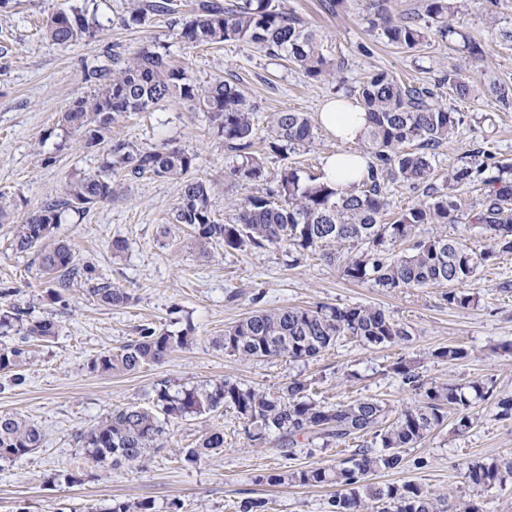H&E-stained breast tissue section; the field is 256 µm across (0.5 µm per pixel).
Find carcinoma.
<instances>
[{"mask_svg":"<svg viewBox=\"0 0 512 512\" xmlns=\"http://www.w3.org/2000/svg\"><path fill=\"white\" fill-rule=\"evenodd\" d=\"M468 0H426L425 15L437 23L441 39L461 47L472 56L483 54L480 43L448 22L467 9ZM381 32L388 43L412 49L427 37L428 26L420 15L397 19L376 3ZM156 16L170 17L181 42L189 47L243 42L268 56L284 57L309 79L320 81L335 75V66L322 50L321 32L306 26L300 18L274 4V0H130L129 21L147 25ZM97 17L70 7L49 15L45 37L55 45L68 47L92 38L100 29ZM85 79L94 84L92 94L74 98L61 114V125L80 136L83 148L96 149L112 132V125L130 112H148L171 99L207 113L217 124L224 149L237 158L227 177L240 188L266 180L264 162L252 151L254 122L245 97L237 85L216 79L206 85L191 81L185 70L171 60L169 47L145 44L114 68L97 63L85 68ZM440 85L457 98L472 89L456 71L441 78ZM495 102L504 110L512 108V87L492 83ZM360 105L367 112L364 142L373 161L370 175L361 185L341 194L336 187L317 178L302 180L288 166L276 175L275 187L248 196L224 222L212 216L214 185L191 176L196 155L178 147H136L116 144L102 157L98 170L79 175L65 183L61 195L46 199L13 229L12 246L19 252L39 249L40 266L60 288L82 281L89 292L106 306H120L131 299L124 289L112 285L104 275H92L77 263L70 244L64 240L48 243L62 223L66 210L84 213L112 200L116 190L112 177L146 174L168 178L179 184L172 223L187 224L195 232V245L208 254L213 244L239 250L250 246L266 248L285 243L293 260L323 243L351 244L359 252L343 266V276L354 281L369 280L381 288H422L448 285L446 300L457 308L475 305L474 297L458 286L471 282L481 267L495 257L512 252V164L493 163L495 174L485 175L484 153L472 150L448 170V191L433 192L428 199L385 224L384 187L398 181L416 188L431 179V152L448 142L463 123L460 113L439 101L431 89L405 84L385 71L372 74L358 89ZM312 119L304 112H274L267 121L268 147L286 153L313 138ZM482 180L488 191L472 213L463 211L455 191ZM479 226L492 247L476 251L466 243L446 236L418 240L421 224H459L461 219ZM411 243L399 256L386 255V243ZM25 330L29 341H49L57 324L49 319L33 320L30 312L14 306L0 315V329L15 324ZM351 336L367 347L400 344L409 340L408 330L379 308L371 306L285 307L256 311L224 330L215 344L245 360L286 358L308 361ZM184 332L174 334L151 327L139 329L138 336L116 353H101L91 368L101 373L133 372L145 365L159 364L172 352L193 343ZM441 362L467 357L459 346L441 347L433 352ZM27 351L19 346H0V373L11 374L18 384ZM419 401L388 419V410L377 399L324 405L312 397V383L292 378L277 392L266 393L231 381L211 389L194 387L175 394L161 388L156 408L129 405L89 431L76 434L87 459L100 465L120 467L142 461L161 449L165 426L188 416H198L222 407L233 409L248 440L262 445L275 434L279 450L293 454L299 438H317L338 447H358L341 461L327 466L298 469L286 474L260 476L257 482L272 486H333L326 512H483L474 500L461 499L449 505L421 486L404 482L380 484L370 476L405 466L403 449L424 442L455 411L457 433L470 430L477 422L473 405L491 401L501 416H512V395H499L483 381L468 384L433 385L422 379L411 362L398 361L391 367ZM363 443H358V439ZM42 432L22 417L0 414V459L16 460L41 446ZM224 447V431L206 430L195 447L184 450L183 460L195 464L205 455ZM469 482L480 488L512 485V459L473 460L467 465ZM109 512H157L149 501L118 502Z\"/></svg>","mask_w":512,"mask_h":512,"instance_id":"1","label":"carcinoma"}]
</instances>
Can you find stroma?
<instances>
[{
	"label": "stroma",
	"mask_w": 512,
	"mask_h": 512,
	"mask_svg": "<svg viewBox=\"0 0 512 512\" xmlns=\"http://www.w3.org/2000/svg\"><path fill=\"white\" fill-rule=\"evenodd\" d=\"M373 2L343 0L331 13L323 0H281L324 34V52L337 70L335 77L321 81L242 42L186 46L163 16L146 26H125L121 19L128 0H11L0 11V191L14 205L11 223H0V309L16 305L58 324L57 336L48 342H24L15 330L0 336V345L24 346L30 357L21 384L0 374V413L19 414L45 435L41 448L24 458L0 461V512H100L115 500L142 499L154 502L158 512H236L237 501L246 497L268 500L269 512H325L332 488L269 486L257 478L333 464L344 458V449L304 440L288 456L272 441L253 445L230 408L169 423L163 449L143 463L111 468L87 461L76 432L91 429L119 407H152L163 386L176 391L228 380L273 393L300 375L312 382L320 402L374 398L394 418L415 401L391 371L405 359L416 362L425 381L479 379L492 382L497 393L512 395V351L504 349L512 344V254L480 269L466 287L478 304L460 309L448 305L443 285L386 290L346 279L342 267L354 253L346 245L305 252L294 265L283 247H217L202 255L191 228L171 221L179 196L176 181L122 174L115 178L117 194L111 201L83 214L65 212L57 234L70 243L79 264L92 266L131 293L130 303L100 305L83 283L62 289L60 300H50L47 291L53 283L42 272L37 252L21 253L12 246L14 223L55 196L65 181L96 171L107 151L103 145L85 150L78 136L67 134L58 122L75 97L91 90L85 66L109 57L124 59L143 44L168 45L175 63L195 83L220 78L241 88L254 113L253 150L271 178L287 165L297 168L301 178L320 176L326 155L340 148L318 127L308 144L289 155L270 151L266 122L271 113L317 117L327 99L356 98L361 83L380 71L413 85H434L451 68L480 88L512 84V0H498L491 17L480 5L459 17V27L482 46L479 57L435 33L412 49L388 44L380 27L371 24ZM72 5L94 9L104 28L94 38L63 48L38 27L51 11ZM442 101L460 112L464 122L431 159L434 186L446 188L449 165L473 149L512 162V110H500L484 94L458 99L446 93ZM112 139L196 154L195 177L217 185L211 197L215 219L232 215L248 194L224 182L234 159L215 124L181 101L128 114L113 125ZM116 239L126 243L117 258L112 255ZM330 253L335 262L327 261ZM321 305L383 309L407 326L410 339L367 347L347 336L306 362L244 361L213 343L253 312ZM143 326L175 333L188 329L194 342L162 363L132 373L91 370L94 357L117 350ZM450 344L464 346L467 358L451 364L434 358V350ZM473 412L477 423L472 430L455 433L452 420H445L425 442L406 449L404 468L379 472L375 481H410L435 495L480 502L484 512H512L511 487L479 490L466 478L470 461L512 458V418L484 402ZM212 426L224 431L223 449L197 464L184 462L182 449L195 446Z\"/></svg>",
	"instance_id": "stroma-1"
}]
</instances>
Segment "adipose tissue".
I'll return each mask as SVG.
<instances>
[{"instance_id":"1","label":"adipose tissue","mask_w":512,"mask_h":512,"mask_svg":"<svg viewBox=\"0 0 512 512\" xmlns=\"http://www.w3.org/2000/svg\"><path fill=\"white\" fill-rule=\"evenodd\" d=\"M318 122L326 133L343 145L342 150L326 158L322 178L341 191H349L368 175V157L351 149L352 144L364 136L366 113L354 101L333 99L323 106Z\"/></svg>"}]
</instances>
